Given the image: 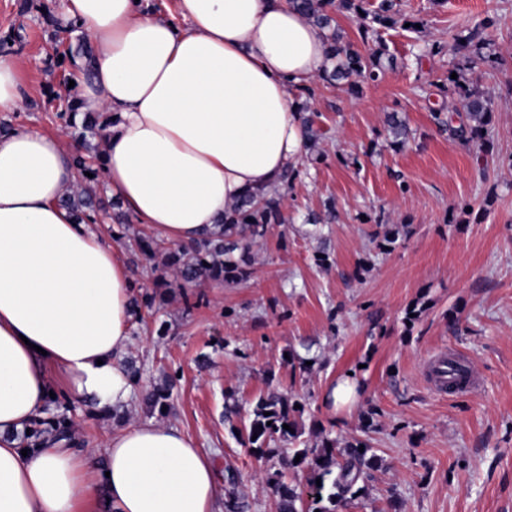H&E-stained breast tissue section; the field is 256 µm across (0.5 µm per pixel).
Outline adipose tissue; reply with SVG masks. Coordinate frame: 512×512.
<instances>
[{
    "label": "adipose tissue",
    "instance_id": "1",
    "mask_svg": "<svg viewBox=\"0 0 512 512\" xmlns=\"http://www.w3.org/2000/svg\"><path fill=\"white\" fill-rule=\"evenodd\" d=\"M95 40L80 92L109 112L98 158L125 209L171 244L220 230L245 195L283 184L306 152L291 91L328 46L289 0H65ZM60 137L0 134V512H218L212 459L152 422L113 430L103 457L16 437L55 385L98 407L126 403L134 280L97 221L60 198L77 182Z\"/></svg>",
    "mask_w": 512,
    "mask_h": 512
}]
</instances>
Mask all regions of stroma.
<instances>
[{
  "instance_id": "1",
  "label": "stroma",
  "mask_w": 512,
  "mask_h": 512,
  "mask_svg": "<svg viewBox=\"0 0 512 512\" xmlns=\"http://www.w3.org/2000/svg\"><path fill=\"white\" fill-rule=\"evenodd\" d=\"M399 2L426 25L418 35L388 32L393 66L353 94L317 81L305 99L324 134L323 157L281 190L286 221L254 247L250 280L204 285L190 309L181 293L156 288L152 263L133 272L144 320L130 327L128 353L142 369L139 387L170 377L174 388L166 414L139 398L128 420L192 437L212 457L218 483L234 475L238 512H278L267 463L231 432L271 386L306 397L305 429L362 440L381 457L366 474L365 495L346 512H512V177L504 174L512 161V0ZM64 4L0 0V37H17L8 55L28 92L8 128L54 134L69 148V132L47 108L50 97L67 96L68 76L85 62L77 32L65 27ZM487 18L500 63L467 73L493 97L492 140L481 152L449 140L431 119L432 109L458 105L448 82L455 58L444 52L418 64L413 54ZM66 48L71 61L56 65ZM389 112L413 133L403 149L386 138ZM329 199L338 218L328 223ZM467 204L473 211L465 216ZM391 224L409 232L379 251L375 240ZM322 245L326 268L315 261ZM415 304L424 311L405 328L404 312ZM291 354L311 360L310 369H293ZM448 356L470 367L471 392L435 391L429 369ZM349 371L360 376L357 401L324 403ZM228 389L240 408L231 422ZM369 408L374 425L365 431L360 415Z\"/></svg>"
}]
</instances>
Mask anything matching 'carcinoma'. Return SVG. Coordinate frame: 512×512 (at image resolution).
I'll return each mask as SVG.
<instances>
[{
  "mask_svg": "<svg viewBox=\"0 0 512 512\" xmlns=\"http://www.w3.org/2000/svg\"><path fill=\"white\" fill-rule=\"evenodd\" d=\"M294 6L308 22L319 29L330 46L328 59L332 68L324 71L321 79L329 84H346L353 88L358 78L375 81L392 62L382 33L388 29L408 27L420 33L421 20H409L401 12L397 0H292ZM341 13L353 20L363 43L369 49L361 51L345 39L343 29L336 23L335 13ZM483 38L476 31L464 35L448 32V42L434 43L430 53L448 51L465 61L482 48ZM457 78L448 79L458 96L461 111L458 120L443 112L432 113L438 129L448 134V138L462 143L483 147L491 137L493 117L491 98L482 90L472 86L462 74V69H454ZM83 108L81 100L71 98L55 107V118L63 121L68 128L76 127V117ZM304 137L308 142V155L318 151L320 130L314 128L313 121L300 115ZM110 125V115L106 112H85L81 131L75 137L73 164L80 181H96L99 168L95 158L99 152L104 131ZM385 131L391 138L390 144L404 147L411 139L406 121L396 112L385 116ZM93 177L86 176V173ZM60 204L71 211L75 219L84 221L90 214L110 215L113 207L110 202L96 199L91 193L66 194ZM283 223L279 198L275 195L249 194L236 202L223 219L224 232L190 244L165 245L154 237H137L130 244L131 251L147 261L162 258L161 275L156 286L165 289L197 287L205 283L240 284L251 277L248 266L251 262L253 246L266 236L269 225ZM436 373L448 375L455 380L465 373V368L456 360L448 359L439 364ZM169 387L155 388L144 395V402L152 409L168 406ZM305 401L287 397L273 389L258 397L249 412L248 425L240 431L241 443L251 453L266 461L278 459L279 469L268 476V483L278 497L279 512H338V508L364 493L359 486L363 470L376 469L381 459L363 442H348L337 447L336 439L324 435L320 441L312 443L303 437L296 416L304 412ZM67 412L65 402L55 397L49 400L46 416L34 419L30 434H22L28 446L37 447L46 443L74 442L72 428L74 421ZM289 425L286 430L283 425ZM286 442L289 448L276 447ZM299 462H294L295 458ZM311 468L312 476L307 483L308 491H303L282 481V469Z\"/></svg>",
  "mask_w": 512,
  "mask_h": 512,
  "instance_id": "obj_1",
  "label": "carcinoma"
}]
</instances>
